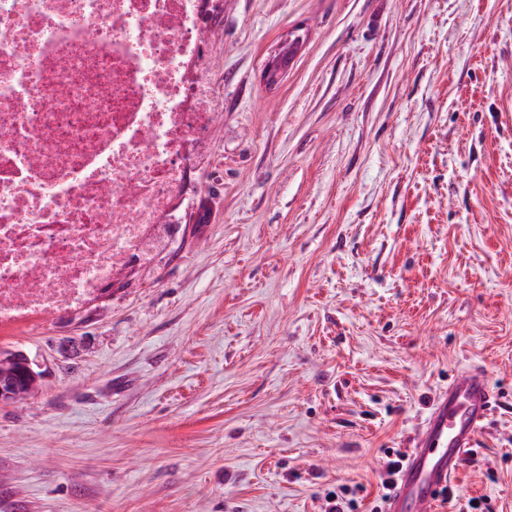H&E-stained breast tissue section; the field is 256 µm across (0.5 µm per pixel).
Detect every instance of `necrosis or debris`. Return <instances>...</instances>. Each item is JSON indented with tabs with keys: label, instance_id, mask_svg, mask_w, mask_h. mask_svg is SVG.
<instances>
[{
	"label": "necrosis or debris",
	"instance_id": "4bbe7bcc",
	"mask_svg": "<svg viewBox=\"0 0 512 512\" xmlns=\"http://www.w3.org/2000/svg\"><path fill=\"white\" fill-rule=\"evenodd\" d=\"M220 0H0V328L83 306L180 221Z\"/></svg>",
	"mask_w": 512,
	"mask_h": 512
}]
</instances>
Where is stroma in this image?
Returning <instances> with one entry per match:
<instances>
[{
    "mask_svg": "<svg viewBox=\"0 0 512 512\" xmlns=\"http://www.w3.org/2000/svg\"><path fill=\"white\" fill-rule=\"evenodd\" d=\"M223 2L180 224L0 330L43 373L0 402V512H371L475 365L500 402L437 512H512V0Z\"/></svg>",
    "mask_w": 512,
    "mask_h": 512,
    "instance_id": "1",
    "label": "stroma"
}]
</instances>
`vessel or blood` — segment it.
Wrapping results in <instances>:
<instances>
[{"label":"vessel or blood","mask_w":512,"mask_h":512,"mask_svg":"<svg viewBox=\"0 0 512 512\" xmlns=\"http://www.w3.org/2000/svg\"><path fill=\"white\" fill-rule=\"evenodd\" d=\"M495 406L483 370L471 368L452 377L411 440L386 512H436L437 502L451 492L455 476L477 448Z\"/></svg>","instance_id":"vessel-or-blood-1"}]
</instances>
